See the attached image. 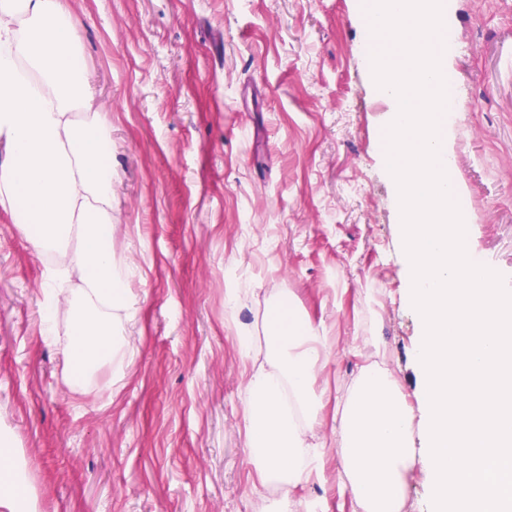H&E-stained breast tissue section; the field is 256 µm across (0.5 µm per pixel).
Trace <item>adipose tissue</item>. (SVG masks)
<instances>
[{"label": "adipose tissue", "instance_id": "1", "mask_svg": "<svg viewBox=\"0 0 512 512\" xmlns=\"http://www.w3.org/2000/svg\"><path fill=\"white\" fill-rule=\"evenodd\" d=\"M80 21L68 0H0V210L10 213L42 271L39 335L62 353L72 382L101 367L121 372L138 318L131 270L112 239V135L81 64ZM67 323H60V312ZM244 358L268 348L245 380L246 447L261 480L307 485L324 473L315 430L322 400L312 381L329 358L322 336L275 306L267 336H243ZM0 506L36 512L17 453L0 440Z\"/></svg>", "mask_w": 512, "mask_h": 512}]
</instances>
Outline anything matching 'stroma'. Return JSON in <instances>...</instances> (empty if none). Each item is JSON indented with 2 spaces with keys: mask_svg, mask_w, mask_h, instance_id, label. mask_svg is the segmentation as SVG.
<instances>
[{
  "mask_svg": "<svg viewBox=\"0 0 512 512\" xmlns=\"http://www.w3.org/2000/svg\"><path fill=\"white\" fill-rule=\"evenodd\" d=\"M112 133V223L139 316L120 381L72 390L38 334L43 265L0 210V432L37 512H273L247 452L238 336L288 298L328 339L311 512H363L336 399L384 369L409 408L419 320L360 0H68ZM474 252L512 289V0H448ZM242 289L234 310L225 291Z\"/></svg>",
  "mask_w": 512,
  "mask_h": 512,
  "instance_id": "obj_1",
  "label": "stroma"
}]
</instances>
